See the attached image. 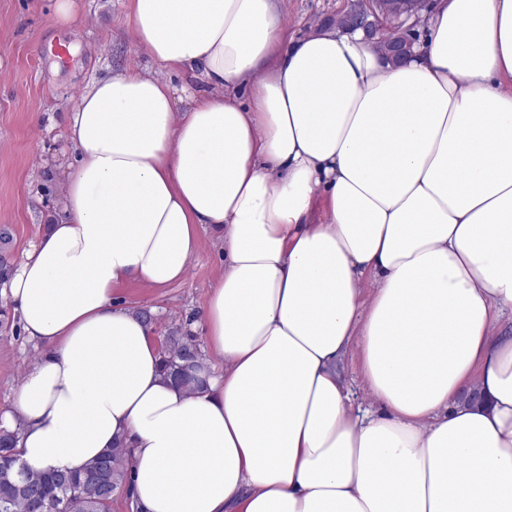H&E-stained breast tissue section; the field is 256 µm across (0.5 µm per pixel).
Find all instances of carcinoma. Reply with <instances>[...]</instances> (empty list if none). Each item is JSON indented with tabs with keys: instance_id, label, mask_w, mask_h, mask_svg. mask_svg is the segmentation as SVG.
Segmentation results:
<instances>
[{
	"instance_id": "carcinoma-1",
	"label": "carcinoma",
	"mask_w": 512,
	"mask_h": 512,
	"mask_svg": "<svg viewBox=\"0 0 512 512\" xmlns=\"http://www.w3.org/2000/svg\"><path fill=\"white\" fill-rule=\"evenodd\" d=\"M201 357L199 345L190 336L173 330L163 343V371L187 385ZM14 435H0V470L14 459ZM124 449L116 447L93 461L84 472H42L32 468L11 484L0 482V512H50L53 503L60 512H111L114 494L125 487Z\"/></svg>"
}]
</instances>
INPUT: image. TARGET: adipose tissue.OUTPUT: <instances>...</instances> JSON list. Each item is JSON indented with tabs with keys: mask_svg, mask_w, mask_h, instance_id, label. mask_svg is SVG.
Segmentation results:
<instances>
[{
	"mask_svg": "<svg viewBox=\"0 0 512 512\" xmlns=\"http://www.w3.org/2000/svg\"><path fill=\"white\" fill-rule=\"evenodd\" d=\"M194 87L123 69L66 114L8 292L38 348L0 429L41 471L128 451L132 512H512V0H435L395 63L284 0H130ZM211 227L204 385L117 285ZM360 350L371 405L339 372Z\"/></svg>",
	"mask_w": 512,
	"mask_h": 512,
	"instance_id": "ef3b65f1",
	"label": "adipose tissue"
}]
</instances>
